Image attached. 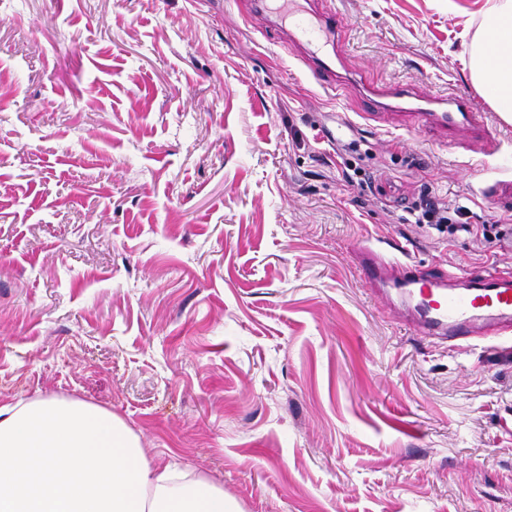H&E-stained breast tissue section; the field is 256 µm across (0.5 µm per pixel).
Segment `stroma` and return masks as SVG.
Masks as SVG:
<instances>
[{"instance_id": "35a3bbf8", "label": "stroma", "mask_w": 512, "mask_h": 512, "mask_svg": "<svg viewBox=\"0 0 512 512\" xmlns=\"http://www.w3.org/2000/svg\"><path fill=\"white\" fill-rule=\"evenodd\" d=\"M494 0H333L350 69L471 97L487 158L362 122L253 0H0V405L112 411L236 512H512V346L418 336L356 252L512 270V122L474 86ZM364 173L348 185L344 160ZM498 240L402 223L422 186ZM482 193L484 197L493 205L499 206L504 210L512 208V179H499L484 187Z\"/></svg>"}]
</instances>
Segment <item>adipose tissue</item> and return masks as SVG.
Listing matches in <instances>:
<instances>
[{
  "mask_svg": "<svg viewBox=\"0 0 512 512\" xmlns=\"http://www.w3.org/2000/svg\"><path fill=\"white\" fill-rule=\"evenodd\" d=\"M475 87L512 118V0H496L473 45ZM0 512H225L204 476L149 463L104 408L57 397L0 405Z\"/></svg>",
  "mask_w": 512,
  "mask_h": 512,
  "instance_id": "obj_1",
  "label": "adipose tissue"
}]
</instances>
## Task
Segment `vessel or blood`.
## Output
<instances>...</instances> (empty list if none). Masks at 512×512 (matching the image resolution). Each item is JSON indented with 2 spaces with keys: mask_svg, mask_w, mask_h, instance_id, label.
I'll return each mask as SVG.
<instances>
[{
  "mask_svg": "<svg viewBox=\"0 0 512 512\" xmlns=\"http://www.w3.org/2000/svg\"><path fill=\"white\" fill-rule=\"evenodd\" d=\"M342 19L322 0L307 16L292 18L288 42L305 65L308 74L325 89L343 91L346 74L336 68L346 55ZM325 39L330 54H319L318 39ZM359 93L373 104L368 119L385 121L389 109H401V125L406 130L425 128L453 139L460 131L472 138L490 141L491 130L473 100L455 93L428 92L413 95L407 86L374 78H359ZM484 197L503 209L512 208V179H499L483 188ZM362 278L376 286L390 270H398L393 286L403 292L402 305L421 336L455 342L458 339H485L498 342L512 339V275L489 273L470 284L467 291L451 289L452 273L426 274L413 268L406 252L381 253L363 246L360 253Z\"/></svg>",
  "mask_w": 512,
  "mask_h": 512,
  "instance_id": "vessel-or-blood-1",
  "label": "vessel or blood"
}]
</instances>
